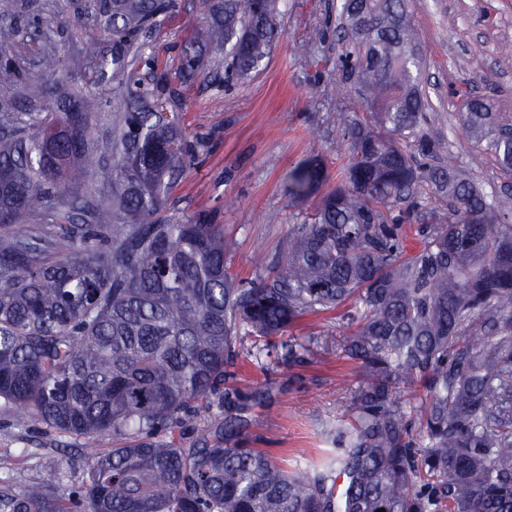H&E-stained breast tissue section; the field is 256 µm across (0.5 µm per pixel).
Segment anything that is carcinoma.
<instances>
[{
    "mask_svg": "<svg viewBox=\"0 0 512 512\" xmlns=\"http://www.w3.org/2000/svg\"><path fill=\"white\" fill-rule=\"evenodd\" d=\"M204 5L206 27L183 47L177 82L163 73L149 87L128 56L174 0L92 4L98 30L84 51L94 85L126 98L103 151L91 143L88 98L71 91L52 53L42 111L0 112V399L72 438L126 441L78 445L83 485L3 488L0 512H512V224L454 166L417 159L446 145L420 125L408 0H344L339 83L368 117L343 123L342 182L293 228L272 278L248 286L228 271L224 225L162 216L198 144L159 102L181 96L204 53L224 58L226 77H244L278 38L277 0ZM20 79V65L1 59L0 88ZM461 123L476 144L489 138L511 177L512 119L472 99ZM107 157L113 205L89 210L67 187ZM325 180L322 163L300 165L288 193L304 200ZM425 184L446 214L436 224L433 210L413 205L421 247L411 254L386 211ZM61 206L70 223H27ZM58 250L66 258L48 261ZM335 309L359 381L345 420L325 430L336 458L292 472L244 447L250 410L269 389L244 399L224 383L243 337L302 361L321 336L273 337ZM201 404L224 417L185 446L176 432Z\"/></svg>",
    "mask_w": 512,
    "mask_h": 512,
    "instance_id": "obj_1",
    "label": "carcinoma"
}]
</instances>
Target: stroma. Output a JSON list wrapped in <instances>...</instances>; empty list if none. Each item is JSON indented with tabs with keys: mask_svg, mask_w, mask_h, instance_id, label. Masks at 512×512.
Returning a JSON list of instances; mask_svg holds the SVG:
<instances>
[{
	"mask_svg": "<svg viewBox=\"0 0 512 512\" xmlns=\"http://www.w3.org/2000/svg\"><path fill=\"white\" fill-rule=\"evenodd\" d=\"M343 0H279V38L271 57L248 79H197L180 100L169 103L181 125L201 146L195 165L167 205L169 216L207 214L224 227L227 267L242 284L271 275L255 261L281 255L293 225L303 223L318 202L301 204L288 196V173L303 161L320 158L332 188L349 158L339 124L361 118L359 98L336 88L343 52L336 37ZM418 33V83L427 101L425 130L442 138L446 155L491 200L512 203V178L491 151H478L461 127V114L473 97L492 101L495 111L512 118V0H409ZM202 0H175L155 30L140 37L132 70L151 82L144 59L156 55L158 68L174 72L184 41L204 20ZM54 29L53 42L19 34L0 41L26 77L0 100L40 111L42 90L31 76L48 51L74 92L90 90L92 69L83 47L96 18L90 0H0V28L11 23ZM234 385L244 393L267 385L271 400L252 411L249 447L286 460L289 468L309 469L329 444L326 426L341 419L357 367L332 348H314L304 364H288L254 354L234 369ZM73 441L0 401V487L36 482L63 472L65 487L84 483L85 462Z\"/></svg>",
	"mask_w": 512,
	"mask_h": 512,
	"instance_id": "obj_1",
	"label": "stroma"
}]
</instances>
